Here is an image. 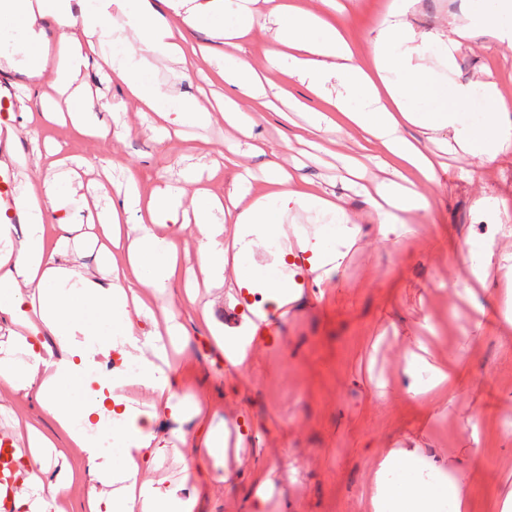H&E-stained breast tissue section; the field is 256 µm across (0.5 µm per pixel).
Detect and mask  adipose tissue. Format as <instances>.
<instances>
[{
  "label": "adipose tissue",
  "instance_id": "ef3b65f1",
  "mask_svg": "<svg viewBox=\"0 0 512 512\" xmlns=\"http://www.w3.org/2000/svg\"><path fill=\"white\" fill-rule=\"evenodd\" d=\"M174 0H0V35L22 46L18 62L33 80L43 72L44 39L41 23L51 20L56 33L51 88L63 97L71 123L89 135H102V112H123L135 106L141 119L164 137H181L187 125L205 127L215 115L245 138H252L256 113L284 105L302 109V102L279 81L259 75L241 55L254 31L267 36L268 69L288 74L292 82L320 98L325 108L310 112L307 131L313 135L339 133L342 124L359 128L376 141L383 153L385 176L367 196L373 233L380 243L398 242L404 232L397 213L424 209L425 199L409 186L411 175L432 181L437 166L420 140L441 142L450 153L494 159L512 154V101L494 84H483L492 110L477 125L460 121L457 108L473 95V84L445 88L427 67L430 54L454 61L456 53L480 26L512 42V0H489L476 15L455 21L453 29L416 30L411 18L420 0H391L371 38L373 65L357 64L350 43L332 9L335 0H316L300 8L277 0L268 11L257 0H187L181 23L167 13ZM207 27L210 44L200 51L224 83L221 108L204 97L183 91L196 68L183 51L185 32ZM137 43L135 52L125 49ZM170 63L167 81L155 79L160 62ZM95 72L99 83L123 89L112 101L93 95L85 77ZM440 99L431 108V99ZM417 129L410 138L407 128ZM45 167L47 177L34 187L27 164ZM83 160L41 149L19 146L16 126L0 118V169L13 172V198L26 221L24 233L0 209V314L9 325L10 354L0 357V384L34 395L53 420L54 429L26 424L29 451L16 453L21 487L12 512H56L59 499L74 476L43 481L48 453L57 437L80 448L79 476L89 486L84 512H193L195 501L177 490L145 479L144 473L171 455L166 439L138 422L139 412L123 393L141 387L152 393L156 409L177 422L196 419L198 404L186 403L177 392L178 380L164 369L165 339L178 340L187 329L163 300L177 284L181 266L178 246L168 233L178 222L192 223L198 241L197 261L205 287L233 283L238 288L264 289L276 306L294 297L287 276L259 275L252 262L254 247L276 243L277 257L299 252L312 269L337 264L342 250L361 232L335 193L302 190L288 172L272 165L268 190L251 192L252 175L240 168L223 197L197 191L187 199L186 184L197 183L195 168L183 182L166 185L142 198L134 177H127L120 203L82 211L73 183ZM292 212L331 217L316 237L297 225L286 224ZM56 226L54 244L45 240V221ZM97 251L100 266L89 269L77 262L82 251ZM162 318L164 331L140 335L144 318ZM258 312L241 334L216 337V346L238 371L252 365L251 347L259 330ZM428 347L415 340L407 350L402 383L407 393L422 392L421 374L430 385L455 394L456 366L430 364ZM120 357L135 363L134 376H116L107 389L86 391L81 401L70 394L86 375ZM110 430L119 454L102 448L92 429ZM123 473L122 494L112 489V477ZM367 512H469L471 484L436 462L403 448H385L368 489Z\"/></svg>",
  "mask_w": 512,
  "mask_h": 512
}]
</instances>
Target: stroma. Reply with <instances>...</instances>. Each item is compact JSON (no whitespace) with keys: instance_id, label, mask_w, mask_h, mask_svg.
<instances>
[{"instance_id":"stroma-1","label":"stroma","mask_w":512,"mask_h":512,"mask_svg":"<svg viewBox=\"0 0 512 512\" xmlns=\"http://www.w3.org/2000/svg\"><path fill=\"white\" fill-rule=\"evenodd\" d=\"M390 0H338L336 19L343 26L361 65L372 61L371 29ZM477 0H421L413 17L422 31L477 11ZM448 83L482 80L504 88L512 82V47L476 32L453 66L435 64ZM107 128L122 123L123 138L80 134L71 125L47 123L40 116L19 128L20 143L37 135L40 143L60 147L86 164L79 171V195L106 207L117 184L101 183L99 162L112 158L131 169L143 196L181 183L182 171L204 157L222 160L218 173L204 172L202 188L224 194L237 165L254 175L252 189L266 191L263 173L278 162L299 187L334 188L359 224H369V209L357 189L343 188L340 155L361 156L362 133L344 129L321 139L319 147L298 139L305 123L300 112L280 117L263 112L254 130L268 151L236 152L241 139L223 121L188 128L184 140H162L135 111L100 115ZM438 178L416 179L428 207L403 216L410 234L399 244L383 245L362 233L341 266L328 279L325 296L315 293L314 272L297 262L293 280L301 293L285 310L265 301L263 292L244 295L236 288H200L210 303L211 325L197 324L191 309L175 312L189 330L172 363L179 394L200 400L202 414L224 430V456L209 462L195 481H183L182 466L167 460L147 478L165 480L196 501L194 512H363L361 491L378 452L415 448L452 464L472 486L470 512H502L512 496V322L507 321L501 289L506 280L492 262L486 290L468 296L466 268L450 267L449 253L465 242L491 245L494 254L512 251V238L497 233L512 225V156L486 162L440 154ZM262 304L273 334L256 344L253 368L239 375L216 348L215 337L241 328L253 304ZM429 324L431 361H454L460 371L455 399L427 393L409 395L400 381L407 345ZM390 381L387 398L376 395L377 380ZM132 406L150 416L148 424L183 457L193 458L195 423L177 424L168 414L152 413L149 392L129 391ZM50 427L34 396L0 385V441L26 448L21 421ZM272 471L267 502L256 496L255 476Z\"/></svg>"}]
</instances>
